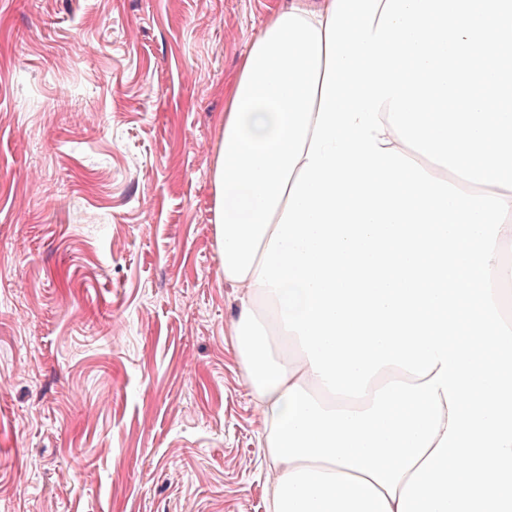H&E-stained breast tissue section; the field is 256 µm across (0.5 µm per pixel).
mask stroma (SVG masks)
<instances>
[{
  "label": "stroma",
  "mask_w": 512,
  "mask_h": 512,
  "mask_svg": "<svg viewBox=\"0 0 512 512\" xmlns=\"http://www.w3.org/2000/svg\"><path fill=\"white\" fill-rule=\"evenodd\" d=\"M288 0H0V512H270L211 169Z\"/></svg>",
  "instance_id": "stroma-1"
}]
</instances>
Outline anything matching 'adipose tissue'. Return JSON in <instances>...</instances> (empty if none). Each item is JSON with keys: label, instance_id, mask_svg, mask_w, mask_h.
Masks as SVG:
<instances>
[{"label": "adipose tissue", "instance_id": "adipose-tissue-1", "mask_svg": "<svg viewBox=\"0 0 512 512\" xmlns=\"http://www.w3.org/2000/svg\"><path fill=\"white\" fill-rule=\"evenodd\" d=\"M333 0H289L265 22L225 88L224 136L211 171L212 222L224 283L234 288L232 326L246 382L272 424V408L300 385L325 410L364 411L370 394L394 380L419 376L387 365L369 396L332 394L313 372L299 335L285 331L275 293L257 285L272 232L306 162L321 102L325 28ZM491 261L493 301L512 328V211ZM273 512H398L397 500L368 475L326 461L277 462L271 467Z\"/></svg>", "mask_w": 512, "mask_h": 512}]
</instances>
